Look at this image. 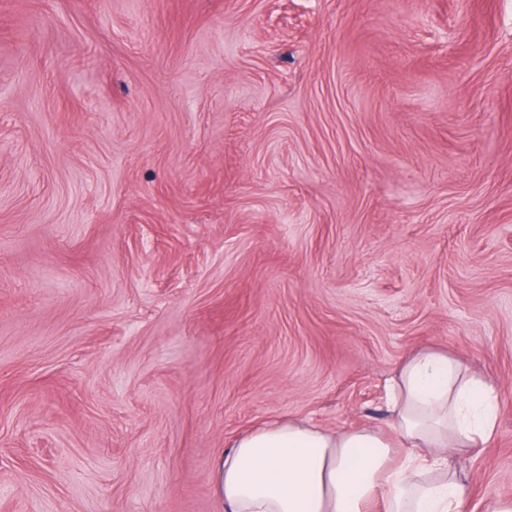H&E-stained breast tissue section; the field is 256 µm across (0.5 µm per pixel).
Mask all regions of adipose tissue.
I'll use <instances>...</instances> for the list:
<instances>
[{
	"label": "adipose tissue",
	"instance_id": "obj_1",
	"mask_svg": "<svg viewBox=\"0 0 512 512\" xmlns=\"http://www.w3.org/2000/svg\"><path fill=\"white\" fill-rule=\"evenodd\" d=\"M492 384L448 354L420 350L391 384L390 426L407 451L394 457L371 428L341 433L278 420L238 436L213 473L224 512H466L449 466L461 448L491 442Z\"/></svg>",
	"mask_w": 512,
	"mask_h": 512
}]
</instances>
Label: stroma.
Masks as SVG:
<instances>
[{"label": "stroma", "instance_id": "stroma-1", "mask_svg": "<svg viewBox=\"0 0 512 512\" xmlns=\"http://www.w3.org/2000/svg\"><path fill=\"white\" fill-rule=\"evenodd\" d=\"M435 347L512 499V0H0V512H224L233 439L390 433Z\"/></svg>", "mask_w": 512, "mask_h": 512}]
</instances>
